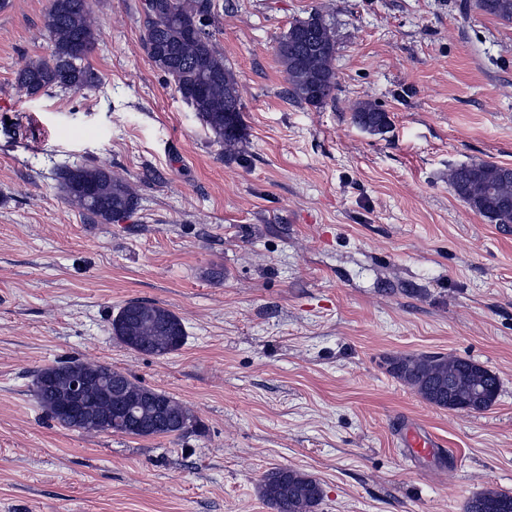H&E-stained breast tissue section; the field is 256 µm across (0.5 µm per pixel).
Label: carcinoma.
Returning <instances> with one entry per match:
<instances>
[{"instance_id": "obj_1", "label": "carcinoma", "mask_w": 512, "mask_h": 512, "mask_svg": "<svg viewBox=\"0 0 512 512\" xmlns=\"http://www.w3.org/2000/svg\"><path fill=\"white\" fill-rule=\"evenodd\" d=\"M89 0H52L46 32L51 44L47 60L30 61L20 68L16 82L30 96L52 89L92 88L98 75L88 64L97 33L90 21ZM155 12H143L142 41L156 68L170 77L176 92L197 113L224 154L238 153L243 139V104L236 74L226 63L209 30L213 0H161ZM475 7L503 23H512V0H475ZM336 38L333 28L319 15L297 19L278 40L275 58L287 75V99L321 108L336 89L333 60ZM352 122L369 132L383 133L390 125L388 113L371 101H360L353 108ZM512 178V167L479 161L451 170L450 185L470 208L501 228L512 226V202L503 203L499 195ZM58 187L65 200L76 205L93 224H112L138 207L128 184L112 176L104 165L65 167L58 172ZM112 336L131 350L163 357L180 349L187 338L182 319L157 302L130 301L111 322ZM387 371L421 395L430 405L461 410L448 401V376L459 368L471 373L465 387L482 390L480 404L471 408L479 413L495 402L501 382L496 373L466 358L444 354L401 355L386 360ZM110 366L71 361L40 370L34 391L46 416L63 426L68 423L60 411L59 390L48 384L55 377L62 385L71 376L100 379L102 385L88 391L84 406H102V395L110 385L105 373ZM128 396L140 400L147 396L164 402L177 420L194 423L190 410L174 398L146 387L120 372ZM112 432L136 437L181 434L175 426L143 429L136 422L114 423ZM260 493L273 512H315L322 500L320 483L312 476L291 469L268 471ZM465 512H512V494L485 490L471 497Z\"/></svg>"}]
</instances>
